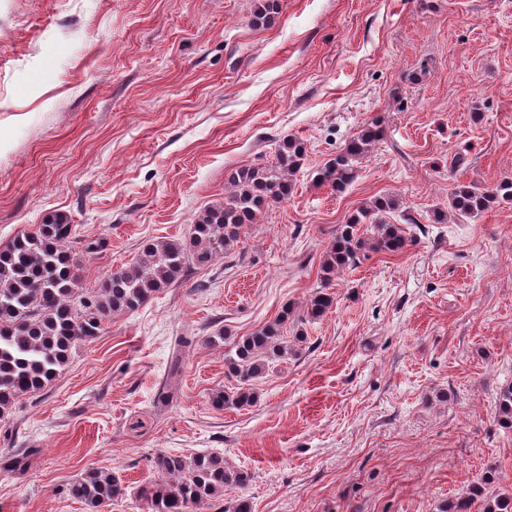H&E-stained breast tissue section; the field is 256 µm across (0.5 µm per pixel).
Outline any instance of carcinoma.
<instances>
[{
	"instance_id": "carcinoma-1",
	"label": "carcinoma",
	"mask_w": 512,
	"mask_h": 512,
	"mask_svg": "<svg viewBox=\"0 0 512 512\" xmlns=\"http://www.w3.org/2000/svg\"><path fill=\"white\" fill-rule=\"evenodd\" d=\"M279 0H255L253 18L258 25L274 21ZM385 127L372 119L317 172L316 183L344 192L358 175V164L373 146L384 140ZM275 161L260 167H242L230 174L224 203L204 210L185 240H151L139 259L105 280L97 295L83 297L78 286L77 258L69 243L77 227L62 214H50L31 233H23L0 246V421L9 418L18 400L43 391L67 366L80 345L100 336L103 322L115 313L135 312L164 289L176 284L193 267L208 265L234 247L243 229L256 222L261 210L288 200L306 158L304 143L292 136L279 140ZM512 202V181L492 188L459 182L449 196V207L461 218H477L492 204ZM398 208L390 197H379L361 207L342 225L327 250L322 281L357 266L365 252L397 253L406 241L402 229L386 215ZM371 225V235L359 225ZM334 296L319 290L306 303L307 322L321 319L333 306ZM291 310L261 328L238 338L225 363L236 378V390L215 395L218 407H252L259 394L253 381L268 372L277 359L288 357L285 336ZM497 417L512 425V385L505 386L496 406ZM39 452L21 448L0 460L1 470L16 471ZM155 480L140 489L148 512H251L250 502L224 495L244 487L251 475L224 463L219 452L190 456L160 452L150 458ZM120 478L107 468L91 467L66 487V496L84 503L89 512L123 497ZM483 512H512V490L490 498Z\"/></svg>"
}]
</instances>
